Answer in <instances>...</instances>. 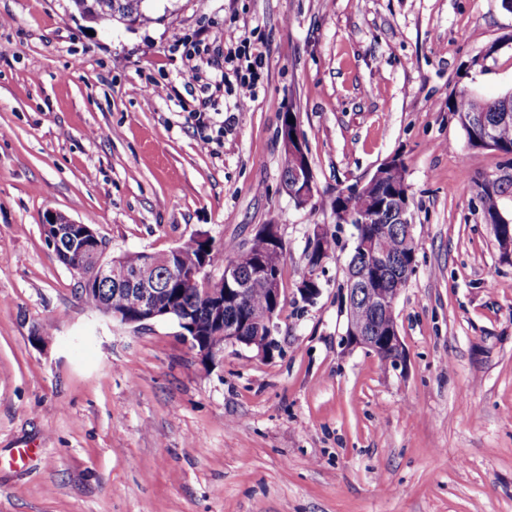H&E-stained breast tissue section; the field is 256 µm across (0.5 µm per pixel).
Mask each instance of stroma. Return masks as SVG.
I'll use <instances>...</instances> for the list:
<instances>
[{"label": "stroma", "mask_w": 512, "mask_h": 512, "mask_svg": "<svg viewBox=\"0 0 512 512\" xmlns=\"http://www.w3.org/2000/svg\"><path fill=\"white\" fill-rule=\"evenodd\" d=\"M228 29L262 55L255 96L239 109L222 89L201 125ZM489 50L468 85L483 98L512 89L501 0H154L131 25L0 0V512H512V262L479 200L507 169L448 110ZM288 111L313 173L302 208L282 185ZM394 155L419 239L397 369L341 344L353 229L331 213ZM49 211L114 253L279 225L276 348L207 365L175 321L113 322L49 249ZM320 228L335 256L305 303Z\"/></svg>", "instance_id": "stroma-1"}]
</instances>
